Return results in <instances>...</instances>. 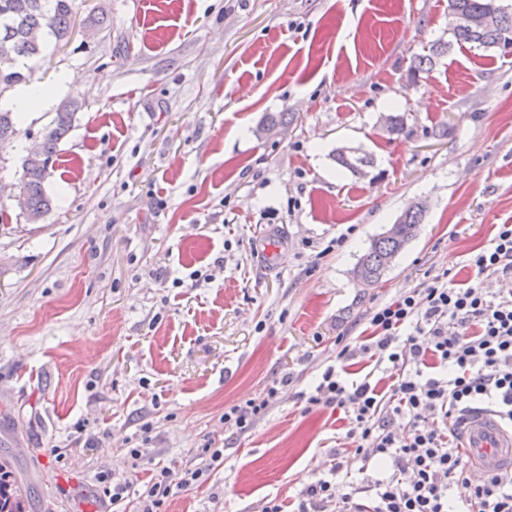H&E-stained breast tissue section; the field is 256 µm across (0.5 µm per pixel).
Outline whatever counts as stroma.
<instances>
[{"label":"stroma","instance_id":"35a3bbf8","mask_svg":"<svg viewBox=\"0 0 512 512\" xmlns=\"http://www.w3.org/2000/svg\"><path fill=\"white\" fill-rule=\"evenodd\" d=\"M74 23L24 65L50 100L0 148V461L25 512H99V472L161 462L176 480L207 446L223 464L164 512L291 504L348 429L345 410L306 407L324 369L376 306L443 273L468 283L512 224V53L456 48L413 72L450 38L448 0H76ZM74 99L52 208L28 223L10 199L22 148ZM273 112L299 120L259 134ZM343 146L373 156L366 176L336 164ZM420 200L416 237L359 287L371 239ZM268 225L275 269L255 252ZM274 384L251 431L225 430V407Z\"/></svg>","mask_w":512,"mask_h":512}]
</instances>
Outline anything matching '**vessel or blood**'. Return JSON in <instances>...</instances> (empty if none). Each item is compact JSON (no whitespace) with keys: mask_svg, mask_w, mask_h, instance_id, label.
Masks as SVG:
<instances>
[{"mask_svg":"<svg viewBox=\"0 0 512 512\" xmlns=\"http://www.w3.org/2000/svg\"><path fill=\"white\" fill-rule=\"evenodd\" d=\"M461 441L475 475L490 469L512 470V428H505L492 412L473 410L461 427Z\"/></svg>","mask_w":512,"mask_h":512,"instance_id":"1","label":"vessel or blood"}]
</instances>
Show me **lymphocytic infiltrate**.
Masks as SVG:
<instances>
[{"label": "lymphocytic infiltrate", "instance_id": "obj_1", "mask_svg": "<svg viewBox=\"0 0 512 512\" xmlns=\"http://www.w3.org/2000/svg\"><path fill=\"white\" fill-rule=\"evenodd\" d=\"M471 284L434 277L369 314L370 349L384 364L386 383H347L328 366L309 407L349 411V428L329 467L302 490L294 512H512V473L475 480L457 450L460 421L476 405L512 425V224L499 225L490 244L471 259ZM502 277L507 288L487 295L482 279ZM263 397L228 406L226 429L244 433L277 401ZM201 462L182 469L179 483L158 466L146 483L112 474L98 477L110 512H160L174 487L201 486L220 448L201 449ZM376 477L356 481L354 464Z\"/></svg>", "mask_w": 512, "mask_h": 512}]
</instances>
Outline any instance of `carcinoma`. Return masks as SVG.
I'll return each instance as SVG.
<instances>
[{
  "label": "carcinoma",
  "mask_w": 512,
  "mask_h": 512,
  "mask_svg": "<svg viewBox=\"0 0 512 512\" xmlns=\"http://www.w3.org/2000/svg\"><path fill=\"white\" fill-rule=\"evenodd\" d=\"M449 5L465 13L497 14L498 24L476 38L467 32L452 34V39L438 40L431 44L425 55L414 58L412 69L417 72H431L437 61L449 54L456 46L475 45L485 50L496 48L498 30L512 29V12L497 4V0H449ZM75 0H0V81H8L17 73L18 63L24 59L40 56L45 44L29 37L30 31L41 29L56 41H67L72 32ZM78 102L70 101L55 113L51 127L46 132L43 144V157L38 163L22 162V176L19 182L20 193L25 198L24 217L39 222L51 208V199L46 194L44 183L51 175L59 144L72 129L76 120ZM16 113L0 110V147L13 142L17 134ZM298 116L293 112H281L268 116L259 127V133L270 134L277 128L293 123ZM334 160L342 168L354 172L357 167H370L374 164L371 154L360 151L345 154L336 149ZM426 213L423 203L410 205L398 217L400 220L396 236L382 235L370 242L361 257L355 272L364 276L370 284L380 282L392 266L393 261L406 244L416 235L419 224ZM0 512H22L17 490L0 479Z\"/></svg>",
  "instance_id": "obj_1"
}]
</instances>
